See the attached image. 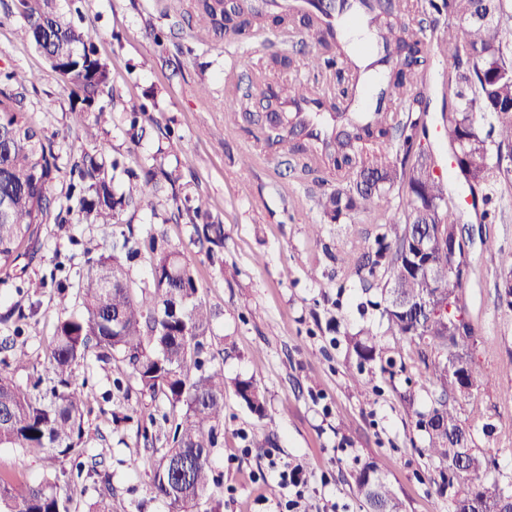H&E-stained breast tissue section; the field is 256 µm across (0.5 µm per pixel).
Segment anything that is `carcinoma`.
<instances>
[{"label":"carcinoma","instance_id":"carcinoma-1","mask_svg":"<svg viewBox=\"0 0 512 512\" xmlns=\"http://www.w3.org/2000/svg\"><path fill=\"white\" fill-rule=\"evenodd\" d=\"M274 0H198L210 29L234 41L258 32L273 18L280 24H299L328 55L309 61L323 74L336 71L339 80L332 98L344 111L332 144L313 135L294 145L288 164L317 174L322 184L336 189L317 201L324 217L338 222L352 213L367 217L383 209L382 232L368 246L356 266L362 293L377 310L387 330L414 343L420 361V389L431 399L417 413V426L428 441L430 456L439 460L438 492L448 494L453 512H503L509 497L496 479L483 481L489 461L474 448L471 429L462 426L450 399L458 394L448 376V352L470 348L475 326L464 324L458 336L452 320L424 303L439 298L460 305L464 274L450 264L448 249L437 245L423 253L417 237L456 229L458 218L448 206L447 184L434 174V165L421 147L426 133L423 116L428 102L423 88L433 47L423 40L440 17L448 18L443 36L453 68L448 75V111L443 113L448 144L461 154L453 159L455 172L471 195L491 201L495 185L512 182V164L501 165V152L512 149V44L502 27L512 22V0H334L332 6L309 0L308 10L272 12ZM27 31L51 67L68 76L77 96L90 104L112 95L105 64L88 49V37L58 13L57 0H19ZM356 15L372 27L366 55L349 48L333 49L314 18L341 20ZM260 106L272 113L285 111L273 89L236 86L225 110L229 122L242 116L260 122L267 143L288 140V121H269L254 113ZM127 179L128 198L140 208H153L157 175L178 183V169L147 170L139 175L107 168L105 150L84 152L72 164L77 174L81 213L89 224L118 219L122 199L114 191L115 176ZM59 172L52 143L20 107L17 96L0 88V272L14 266L37 237L48 212V193ZM406 189L404 217L391 212L389 197ZM192 234L224 247V228L208 222L201 207L186 210ZM151 282L134 287L127 261L137 250L124 239L121 253L86 260L78 275L79 310L56 326L49 358L53 385L41 388L42 378L18 385L0 363V448H20L34 455L52 454L75 459L71 471L48 473L34 483L0 474V512H71V498L60 494L61 482L97 476L98 496L88 512H112V475L102 462L85 467L80 458L86 433L84 408L90 391L77 368L90 357L116 363L114 384L134 378L142 393L167 401L174 419L169 447L160 448L151 492L168 503L171 512H190L211 500L214 481L212 448L224 434L225 383L222 370L202 369L208 354L207 333L213 313L199 297L183 253L151 247ZM498 292L512 294V254L499 261ZM412 302L409 310L392 307L387 289ZM362 361L379 360L389 378L408 371L404 357L384 356L370 330L349 338ZM234 393L252 412L262 413L265 394L252 378L237 380ZM352 477L358 492L374 512H405V505L373 461L362 464Z\"/></svg>","mask_w":512,"mask_h":512}]
</instances>
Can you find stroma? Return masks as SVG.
I'll return each mask as SVG.
<instances>
[{
	"mask_svg": "<svg viewBox=\"0 0 512 512\" xmlns=\"http://www.w3.org/2000/svg\"><path fill=\"white\" fill-rule=\"evenodd\" d=\"M58 10L88 33L109 72L113 97L104 113L82 111L70 85L26 37L24 18L0 0V72L35 76V83L21 90L23 110L52 142L60 167L49 193L51 217L40 225L34 248L20 259L19 270L0 274V360L9 362L14 381L24 386L44 373L57 322L78 310L86 242L108 255L121 233L145 239L160 231L164 247L186 256L213 312L208 343L214 367L229 381L255 377L266 397L265 412L258 416L234 392L225 396L224 439L211 456L219 478L211 493L222 501V512H274L288 495L273 475L275 463L306 474L308 486L296 512H366L349 476L365 461L376 462L406 512H452L450 498L439 495L433 482L439 462L429 456L416 426L415 413L428 406V396L417 393L415 405H408L403 377L391 380L377 363L359 364L346 340L347 334L379 323L375 312L361 307L355 273L376 225L360 216L344 224L326 221L315 199L332 191V184L289 170L287 145L267 146L254 131L225 120V102L241 82L301 81L320 90L322 80L308 65L317 44L272 25L249 43H229L219 34L199 41L207 18L194 0H58ZM276 54L287 56L289 65L275 64ZM450 70V62L438 57L427 70L425 146L448 179V201L459 223L472 234L462 305L478 330L470 349L476 385L454 405L466 425L472 406H479L492 431L475 432V444L492 462L488 477L507 484L512 482V310L500 306L496 285L499 258L512 252V184L497 185L496 218L487 224L472 208L467 185L453 178L441 118ZM140 105L146 108L144 133L135 140L126 132L125 115ZM91 121L98 124L94 143L83 133ZM100 144L108 159L127 168L155 162L179 168L180 188H164L150 210L123 206L115 224L54 223V214L78 205L69 190L72 159ZM245 156L250 165H242ZM197 205L224 227L221 262H211L206 246L191 241V226L178 216ZM312 224L320 225V240L310 237ZM313 268L321 272L320 280L309 278ZM32 281L43 282L40 293L29 289ZM8 337L24 344L25 362L12 361L3 345ZM358 367L362 384L354 387L347 374ZM80 373L91 389L83 460H102L111 473L112 512H170L150 490L156 451L165 445L161 416L168 403L142 394L132 380L115 387L113 370L96 360H87ZM140 407L158 418L145 437L132 415ZM70 467L61 458L0 448V472L22 480Z\"/></svg>",
	"mask_w": 512,
	"mask_h": 512,
	"instance_id": "stroma-1",
	"label": "stroma"
}]
</instances>
